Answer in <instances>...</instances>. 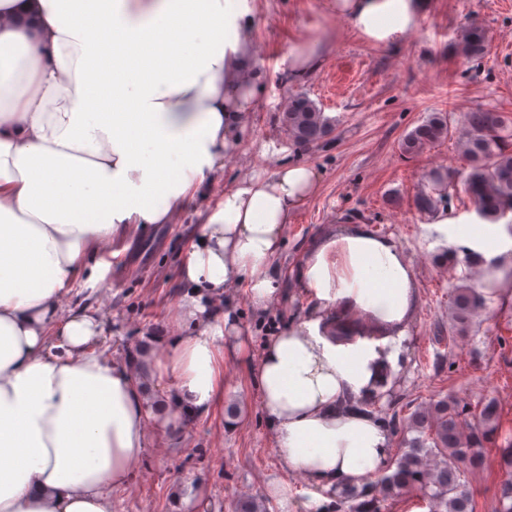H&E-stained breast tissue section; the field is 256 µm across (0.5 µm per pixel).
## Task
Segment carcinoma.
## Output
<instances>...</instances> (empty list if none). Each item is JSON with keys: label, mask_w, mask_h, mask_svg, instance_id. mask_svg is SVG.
Returning <instances> with one entry per match:
<instances>
[{"label": "carcinoma", "mask_w": 512, "mask_h": 512, "mask_svg": "<svg viewBox=\"0 0 512 512\" xmlns=\"http://www.w3.org/2000/svg\"><path fill=\"white\" fill-rule=\"evenodd\" d=\"M488 35L478 23L460 32L456 55L465 63L479 60L487 51ZM466 132L460 142L470 160L463 178V192L477 215L496 223L512 214V128L498 112L476 109L463 117ZM288 138L298 146L320 142L331 132V122L317 105L305 96H294L282 114ZM451 134L447 116L435 112L411 130L402 141L407 154H417L426 146L445 140ZM455 173L433 170L428 174L432 192H422L415 206L422 212L435 210L434 192L453 185ZM486 297L474 284L464 281L450 287L448 315L454 336H465L482 311ZM390 428L406 431L397 457L376 482L360 488L332 490L327 497L333 512H383L384 502L403 490L421 493L430 512H475L473 492L466 474L482 461L483 448L498 443L500 403L490 398L471 409L449 395L407 416L385 420ZM415 436L408 437L409 433ZM499 465L503 479L497 488L498 512H512V440L499 443Z\"/></svg>", "instance_id": "carcinoma-1"}]
</instances>
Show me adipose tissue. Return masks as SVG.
<instances>
[{
  "label": "adipose tissue",
  "instance_id": "obj_1",
  "mask_svg": "<svg viewBox=\"0 0 512 512\" xmlns=\"http://www.w3.org/2000/svg\"><path fill=\"white\" fill-rule=\"evenodd\" d=\"M418 0H336L366 42L414 29ZM249 0H0V512H113L146 451V385L167 388L163 425L224 404L239 346L230 299L284 297L287 224L318 187L293 160L249 171L209 205L179 268L170 331L118 361L99 350L102 315L64 299L131 225L175 223L223 174L267 73ZM317 39L289 49V80L318 71ZM477 253L481 291L512 302L504 224L433 225ZM306 311L269 336L252 375L284 471L332 490L375 481L392 441L369 408L391 388L402 335L369 338L372 319L405 326L416 303L395 242L350 224L294 269Z\"/></svg>",
  "mask_w": 512,
  "mask_h": 512
}]
</instances>
